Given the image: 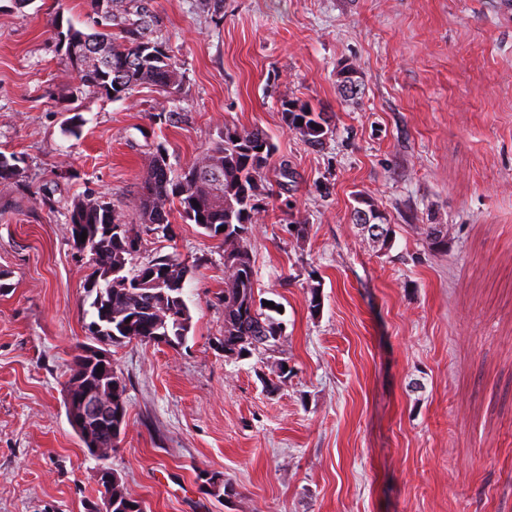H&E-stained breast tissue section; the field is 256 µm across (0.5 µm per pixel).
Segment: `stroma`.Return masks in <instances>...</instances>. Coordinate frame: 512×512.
<instances>
[{"label":"stroma","instance_id":"1","mask_svg":"<svg viewBox=\"0 0 512 512\" xmlns=\"http://www.w3.org/2000/svg\"><path fill=\"white\" fill-rule=\"evenodd\" d=\"M196 3L157 0L180 94L111 100L57 36L85 28L86 0H0V152L25 160L23 184L0 182V512H90L105 466L148 512H512V0ZM289 100L331 116L322 147L287 127ZM233 125L275 145L250 252L285 331L225 356L219 241L177 216L143 233L137 262L189 267L192 326L175 347L110 346L128 418L97 459L64 406L95 297L70 206L102 197L134 221L156 148L178 172ZM358 192L392 224L388 252L352 224ZM424 224L447 225L446 250Z\"/></svg>","mask_w":512,"mask_h":512}]
</instances>
